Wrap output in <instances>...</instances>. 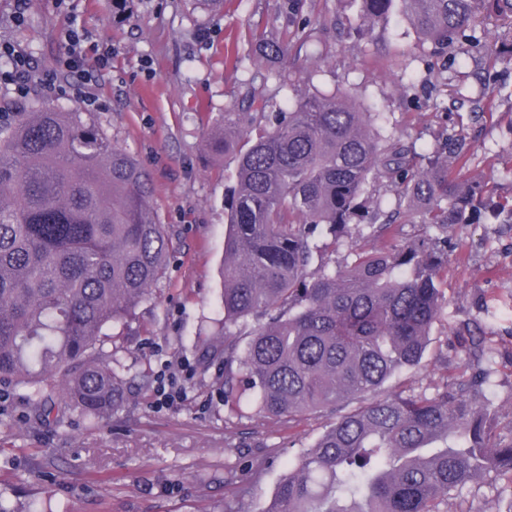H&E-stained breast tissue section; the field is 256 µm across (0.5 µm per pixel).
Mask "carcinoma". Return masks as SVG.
Wrapping results in <instances>:
<instances>
[{
	"label": "carcinoma",
	"mask_w": 512,
	"mask_h": 512,
	"mask_svg": "<svg viewBox=\"0 0 512 512\" xmlns=\"http://www.w3.org/2000/svg\"><path fill=\"white\" fill-rule=\"evenodd\" d=\"M356 34L404 11L419 39L468 37L477 10L512 21V0H354ZM379 112L349 94L298 93L295 108L251 138L246 112L216 118L211 138L237 157L227 198L224 320L203 362L224 365V403L251 395L266 418L332 415L288 461L261 512H448L462 489L493 475L512 488V441L495 433L484 385L468 364L426 395L386 392L419 369L444 305L437 277L448 252L428 240L391 243L395 213L368 209L385 179L443 234L512 202L453 174L466 136L421 155L381 134ZM368 224L390 245L344 270L323 261L320 237ZM170 228L153 206L149 172L92 112L43 105L0 121V384L24 390L50 419L45 381L98 424L126 400L107 330L126 323L164 277ZM263 318L245 348L232 327Z\"/></svg>",
	"instance_id": "1"
}]
</instances>
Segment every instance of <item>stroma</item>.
<instances>
[{"label": "stroma", "instance_id": "stroma-1", "mask_svg": "<svg viewBox=\"0 0 512 512\" xmlns=\"http://www.w3.org/2000/svg\"><path fill=\"white\" fill-rule=\"evenodd\" d=\"M16 0H0V40L14 42L39 69L55 70L70 16L112 47V66L80 88L34 90L15 100L0 88V109L36 104L81 109L97 97L113 142L152 175L154 206L173 229L171 262L154 299L111 330L126 366L127 403L101 424L77 411L62 424L35 421L21 392L0 394V498L15 512L41 502L49 512H261L288 459L323 432L317 413L269 420L249 404L224 405V368L204 365L197 334L224 315L225 199L234 156H216L205 133L219 113L248 112L254 133L291 111L296 89L349 90L365 110L386 117L383 133L439 149L466 128L468 173L512 196V26L481 24V48L465 41L418 39L406 17L355 33L351 0H28L14 24ZM312 45L301 43L303 31ZM277 38L284 56L265 59L260 41ZM445 298L420 370L391 380L402 395L433 392L445 373L463 368L469 331L487 338L489 397L496 432L512 437V224L492 217L448 230V266L438 278ZM185 391L166 405L161 375ZM260 471L237 494L226 480L243 461Z\"/></svg>", "mask_w": 512, "mask_h": 512}]
</instances>
